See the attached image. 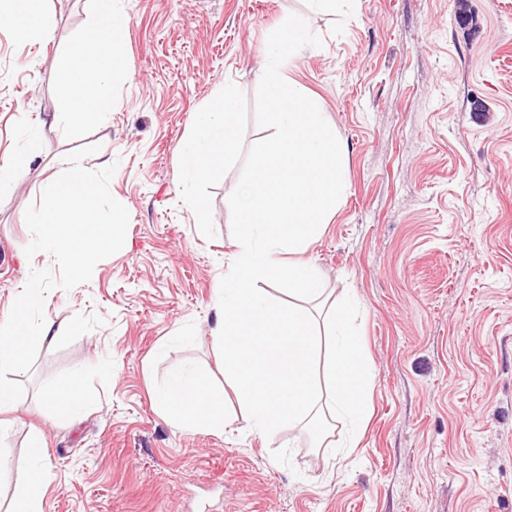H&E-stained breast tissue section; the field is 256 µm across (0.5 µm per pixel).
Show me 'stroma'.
<instances>
[{
	"label": "stroma",
	"instance_id": "35a3bbf8",
	"mask_svg": "<svg viewBox=\"0 0 512 512\" xmlns=\"http://www.w3.org/2000/svg\"><path fill=\"white\" fill-rule=\"evenodd\" d=\"M122 73L106 121L50 125L67 49L96 21L93 0H46L51 33L0 25V161L32 163L0 199V319L39 280L35 319L60 325L22 371L1 378L20 408L0 428V512H9L42 435L43 512H512V0H124ZM323 39L286 70L346 143V196L299 254L326 297L351 296L371 363L356 447L314 445L299 422L252 432L235 396L224 431L182 430L152 394L182 366L225 383L214 335L236 252L228 197L211 190L214 239L180 200L178 148L225 83L254 98L269 34L289 14ZM111 155L100 165L99 154ZM121 214L84 279L34 251L40 195L68 162ZM111 358L115 369L94 370ZM87 367L89 405L58 417L51 388Z\"/></svg>",
	"mask_w": 512,
	"mask_h": 512
}]
</instances>
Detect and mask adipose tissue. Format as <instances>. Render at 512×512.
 I'll use <instances>...</instances> for the list:
<instances>
[{"mask_svg":"<svg viewBox=\"0 0 512 512\" xmlns=\"http://www.w3.org/2000/svg\"><path fill=\"white\" fill-rule=\"evenodd\" d=\"M44 0H0V22L11 27L21 41L50 33L44 21ZM97 20L90 36L76 41L72 56L79 69H63L60 80L64 95L53 121L78 125L82 121L107 115L112 99L107 91L109 79L123 66L122 30L126 15L115 0H95ZM100 188L86 174L83 165L72 164L63 174L47 181L42 192L39 222L44 230L36 241L40 250L60 258L72 279L87 275L98 256L112 244V223L98 214ZM38 285H31L16 297L5 320L0 321V371L19 370L26 363L31 340L54 341V324L34 322ZM87 394L80 372L57 383L50 400L58 414H80ZM161 414L184 430L220 431L224 428V393L203 375L172 370L155 395Z\"/></svg>","mask_w":512,"mask_h":512,"instance_id":"obj_1","label":"adipose tissue"}]
</instances>
